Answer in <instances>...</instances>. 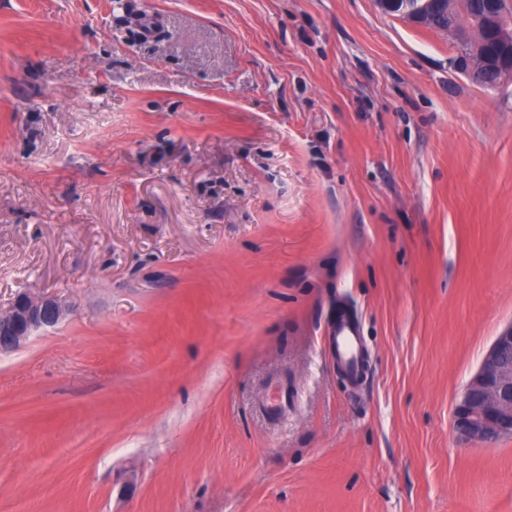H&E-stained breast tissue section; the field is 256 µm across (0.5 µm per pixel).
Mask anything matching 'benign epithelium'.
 <instances>
[{
	"label": "benign epithelium",
	"instance_id": "benign-epithelium-1",
	"mask_svg": "<svg viewBox=\"0 0 512 512\" xmlns=\"http://www.w3.org/2000/svg\"><path fill=\"white\" fill-rule=\"evenodd\" d=\"M498 66L495 84L512 81V65L489 60ZM482 64H470L462 53V69L475 81L482 82ZM69 307L55 295L17 294L9 307L0 310V355L20 347L31 336L59 325ZM454 426L466 440L488 444L512 436V325L503 329L485 353L477 371L466 384L454 411Z\"/></svg>",
	"mask_w": 512,
	"mask_h": 512
}]
</instances>
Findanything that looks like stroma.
Listing matches in <instances>:
<instances>
[{"mask_svg": "<svg viewBox=\"0 0 512 512\" xmlns=\"http://www.w3.org/2000/svg\"><path fill=\"white\" fill-rule=\"evenodd\" d=\"M459 54L376 0H0V304L70 306L0 356V512H512V437L453 429L512 81ZM471 32V33H470ZM452 34L454 37L459 38L462 44V56H461V62H462V69L469 74L475 81L482 83V79L484 78L485 71L482 70L483 67L487 64L486 58L482 60V63L478 66H474L470 64V59L467 55V53L464 51L466 48V45L474 39V33L473 30L471 31L466 29H453ZM331 350L336 365L348 377L358 381L365 370V352L359 322L350 315H342L329 331Z\"/></svg>", "mask_w": 512, "mask_h": 512, "instance_id": "obj_1", "label": "stroma"}]
</instances>
